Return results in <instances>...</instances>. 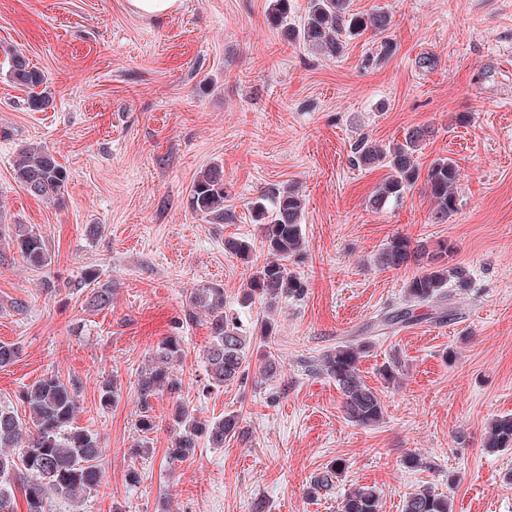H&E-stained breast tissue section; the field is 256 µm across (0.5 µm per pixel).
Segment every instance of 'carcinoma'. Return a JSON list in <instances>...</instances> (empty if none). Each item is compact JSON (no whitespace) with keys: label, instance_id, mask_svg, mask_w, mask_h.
Segmentation results:
<instances>
[{"label":"carcinoma","instance_id":"1","mask_svg":"<svg viewBox=\"0 0 512 512\" xmlns=\"http://www.w3.org/2000/svg\"><path fill=\"white\" fill-rule=\"evenodd\" d=\"M290 0H271L267 13L269 25L280 29L291 43L314 47L329 59L344 55L349 41L370 32L384 35L392 26L391 15L381 9L356 12L351 0H309L308 10L298 25L288 22ZM9 77L13 83L29 89L28 105L35 111L49 106V96L36 91L43 82L42 74L30 66L20 52L9 57ZM433 136L428 125L406 129L402 139L383 148L373 142L361 141L354 147L353 161L359 167L385 168L386 177L368 199L374 211L398 202L418 183L423 182L432 203L429 219L445 224L458 210L459 165L450 158H438L422 170L415 154ZM14 179L31 196L45 202L61 198L67 180L66 170L47 149L25 148L14 165ZM224 165L212 163L192 183L189 205L208 224H226L234 214L224 209ZM252 219L260 224L266 261L255 268L243 289L241 306L249 307L260 300L273 308L282 299L300 298L306 284L290 272L286 261L305 250L302 216L303 199L294 187L273 184L267 187L260 201L254 203ZM12 246L33 269L52 264L53 254L45 237L35 228L16 224L8 228ZM225 251L247 261L251 245L245 240L229 238ZM383 269L414 265L418 273L406 285L407 305L392 311L383 325L392 327L417 318L418 307L448 297V283L463 288L468 284L467 271L453 263V247L443 242L431 248L406 236H395L375 256ZM79 286L88 289V307L96 310L112 304V287L98 282L95 270L85 272ZM206 320L211 341L204 353L206 372L213 387H222L242 376L250 364V351L255 339L268 340L276 333L270 318L260 320L257 336L246 334L235 317L224 311V287L210 283L193 289L183 308L177 328ZM369 342L343 343L327 353L321 370L336 381L343 394V411L349 421L372 426L383 419L381 398L360 376L358 365ZM182 354V337L174 333L156 344L149 369L138 377L137 392L141 403L138 429L152 433L157 421L152 416L150 398L160 393L175 395L181 380L174 375L172 364ZM28 406V420H21L14 411L0 408V512H17L14 490L21 488L27 512H47L48 494L72 500L101 483L97 460L101 447L90 430L73 426L78 409L76 384L55 375L36 380L23 393ZM175 435L167 454L186 459L195 454L201 439L214 448L224 447V439L241 432L240 417L227 414L216 420H201L179 405L169 417ZM486 447L512 449V415H503L489 423ZM343 463L335 462L317 477L310 487L315 494L331 486L341 475ZM341 512H379V494L369 486L352 489L343 499ZM403 512H450L448 497L429 487L407 493Z\"/></svg>","mask_w":512,"mask_h":512}]
</instances>
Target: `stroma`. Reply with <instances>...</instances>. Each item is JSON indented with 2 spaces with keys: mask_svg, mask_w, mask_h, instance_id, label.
Listing matches in <instances>:
<instances>
[{
  "mask_svg": "<svg viewBox=\"0 0 512 512\" xmlns=\"http://www.w3.org/2000/svg\"><path fill=\"white\" fill-rule=\"evenodd\" d=\"M269 3L182 0L151 19L127 0H0V224L36 227L53 253L35 270L0 240V342L20 349L0 368V407L27 418L26 386L50 374L77 380L75 424L102 448L97 489L50 497L49 512H340L355 485L377 489L380 512H401L423 485L452 512H512V450L484 446L490 420L512 414V0H352L355 11L392 14L393 49L367 34L335 60L284 41L266 22ZM12 51L44 75L46 109L31 110L9 78ZM419 124L435 130L420 166L447 156L462 172L445 224L430 222L420 185L373 212L368 198L386 171L352 162L360 140L384 146ZM25 147L48 148L66 169L61 202L15 181ZM217 161L231 224L206 223L188 202ZM270 183L298 185L305 199L306 249L287 266L307 290L272 310L243 308L251 267L267 255L251 205ZM399 234L451 244L469 285L449 286L410 325L377 331L416 272L373 262ZM228 238L250 243V261L225 252ZM91 268L114 288L109 308H87L75 290ZM215 282L245 329L276 322L257 345L279 362L273 379L258 382L251 368L209 386L207 326L176 323L192 289ZM175 331L185 339L173 364L182 388L153 397L158 427L136 455L138 376ZM352 340L370 344L359 370L384 405L372 427L346 419L318 370ZM107 379L121 394L109 409ZM177 403L203 420L235 413L243 432L170 460ZM410 455L420 467L404 466ZM337 461L347 468L333 490L308 495Z\"/></svg>",
  "mask_w": 512,
  "mask_h": 512,
  "instance_id": "35a3bbf8",
  "label": "stroma"
}]
</instances>
